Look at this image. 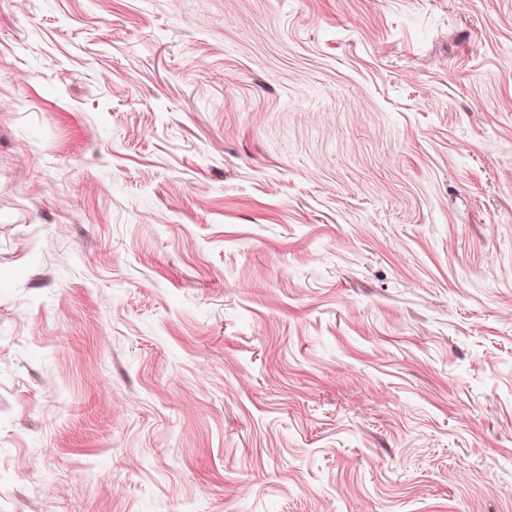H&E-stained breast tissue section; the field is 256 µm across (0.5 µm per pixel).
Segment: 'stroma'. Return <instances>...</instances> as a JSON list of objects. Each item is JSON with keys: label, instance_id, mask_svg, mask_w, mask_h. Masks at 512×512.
Instances as JSON below:
<instances>
[{"label": "stroma", "instance_id": "35a3bbf8", "mask_svg": "<svg viewBox=\"0 0 512 512\" xmlns=\"http://www.w3.org/2000/svg\"><path fill=\"white\" fill-rule=\"evenodd\" d=\"M0 512H512V0H0Z\"/></svg>", "mask_w": 512, "mask_h": 512}]
</instances>
